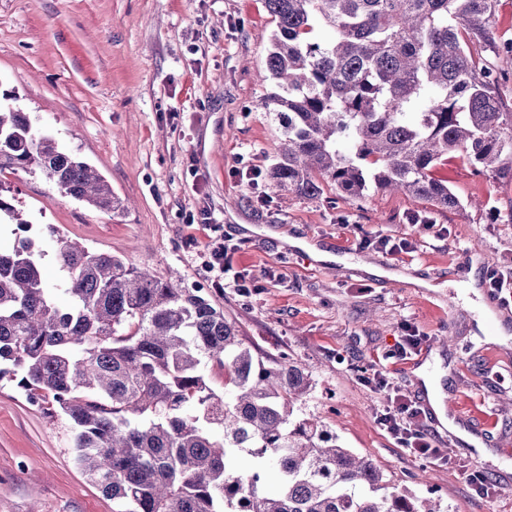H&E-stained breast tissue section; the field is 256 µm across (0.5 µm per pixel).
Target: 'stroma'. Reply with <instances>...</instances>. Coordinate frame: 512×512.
I'll return each mask as SVG.
<instances>
[{"label":"stroma","instance_id":"1","mask_svg":"<svg viewBox=\"0 0 512 512\" xmlns=\"http://www.w3.org/2000/svg\"><path fill=\"white\" fill-rule=\"evenodd\" d=\"M274 29L266 0H0V100L96 168L129 207L101 212L42 174L9 169L0 199L30 220L48 284L60 279L52 227L127 265L177 270L183 287L207 290L246 345L306 365L312 386L296 415L321 420L372 459L389 490L434 499L443 512H512V470H503L512 467V346L477 327L488 305L512 332V293L502 301L466 287L512 268V181L475 173L455 154L433 175L459 198L456 209L376 190L352 202L328 185L315 198L267 194L246 173H269L277 156L278 129L264 109L275 85L263 76ZM288 234L334 261L290 248ZM379 237L412 249L386 254L371 244ZM219 238L235 247L231 271L245 288L213 287L204 260ZM363 260L384 276L361 270ZM409 330L420 342L403 353ZM435 355L442 364L432 375L453 419L497 462L433 414L417 371ZM377 369L422 409L445 464L413 457L380 424ZM0 512H112L75 461L69 420L7 378Z\"/></svg>","mask_w":512,"mask_h":512}]
</instances>
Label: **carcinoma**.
I'll use <instances>...</instances> for the list:
<instances>
[{"label": "carcinoma", "mask_w": 512, "mask_h": 512, "mask_svg": "<svg viewBox=\"0 0 512 512\" xmlns=\"http://www.w3.org/2000/svg\"><path fill=\"white\" fill-rule=\"evenodd\" d=\"M266 2L276 23L266 108L281 130L270 193L315 197L325 180L350 201L373 187L458 208L433 177L457 153L512 179V106L469 47L483 40L512 59V40L494 36V0ZM2 169L39 172L102 212L122 208L88 163L8 104ZM49 233L58 288L34 241L0 251V377L69 419L76 460L112 512H441L378 494L384 475L370 458L294 415L306 368L245 345L202 289ZM238 454L252 458L248 471L226 467Z\"/></svg>", "instance_id": "1"}]
</instances>
